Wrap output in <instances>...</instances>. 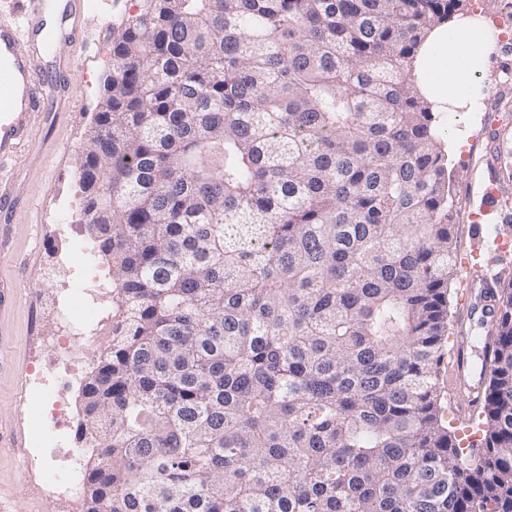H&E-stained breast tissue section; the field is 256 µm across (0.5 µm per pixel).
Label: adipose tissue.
I'll use <instances>...</instances> for the list:
<instances>
[{
    "instance_id": "ef3b65f1",
    "label": "adipose tissue",
    "mask_w": 512,
    "mask_h": 512,
    "mask_svg": "<svg viewBox=\"0 0 512 512\" xmlns=\"http://www.w3.org/2000/svg\"><path fill=\"white\" fill-rule=\"evenodd\" d=\"M487 23L478 16L432 30L417 53L418 85L428 97L453 106L472 96V68L488 51Z\"/></svg>"
}]
</instances>
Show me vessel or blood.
<instances>
[{"instance_id": "obj_1", "label": "vessel or blood", "mask_w": 512, "mask_h": 512, "mask_svg": "<svg viewBox=\"0 0 512 512\" xmlns=\"http://www.w3.org/2000/svg\"><path fill=\"white\" fill-rule=\"evenodd\" d=\"M89 10L88 0H13L9 17L0 19V210L12 211L16 200L9 180L2 177L6 165L18 158L30 142L39 116L54 112L61 89L60 46L80 38V17ZM512 183L482 194V209L499 223H512V205L503 194ZM466 287L461 303L468 317L491 319L497 288L490 267L465 265ZM448 389L460 401L458 421H466L481 396L480 382L470 366L466 344H458L448 365Z\"/></svg>"}]
</instances>
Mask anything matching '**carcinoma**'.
Returning <instances> with one entry per match:
<instances>
[{
	"label": "carcinoma",
	"instance_id": "cac0c4a2",
	"mask_svg": "<svg viewBox=\"0 0 512 512\" xmlns=\"http://www.w3.org/2000/svg\"><path fill=\"white\" fill-rule=\"evenodd\" d=\"M464 0H146L83 150L112 340L86 512H512V279L460 447L459 208L415 78ZM95 269L101 270L105 276L98 280L100 289L101 304L107 309L112 307V260L106 258L96 247Z\"/></svg>",
	"mask_w": 512,
	"mask_h": 512
}]
</instances>
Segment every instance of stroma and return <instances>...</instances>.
Here are the masks:
<instances>
[{"instance_id": "35a3bbf8", "label": "stroma", "mask_w": 512, "mask_h": 512, "mask_svg": "<svg viewBox=\"0 0 512 512\" xmlns=\"http://www.w3.org/2000/svg\"><path fill=\"white\" fill-rule=\"evenodd\" d=\"M142 5L143 0H95L84 24L96 44L64 51L74 68L69 109L52 121L35 122L22 159L6 169L17 207L0 229V277L16 282L19 298L0 310V359L7 364L0 370V426L15 430L22 447H0V493L12 500L14 512H56L55 502L22 476V462H29L39 480L59 463L41 442V422L52 409L53 395L29 377L58 359L55 300L65 281L86 273L76 247L90 237L81 213L83 145L110 73L113 39ZM465 10L488 22L497 44H512V0H468ZM497 65L496 52H489L475 78L482 109L435 112L441 132L454 129L466 140L448 153V182L462 207L455 229L458 252L480 261L485 254L477 248L476 224L465 208L470 182L495 129L512 127V76L498 72ZM63 224L73 225L72 235L60 233Z\"/></svg>"}]
</instances>
